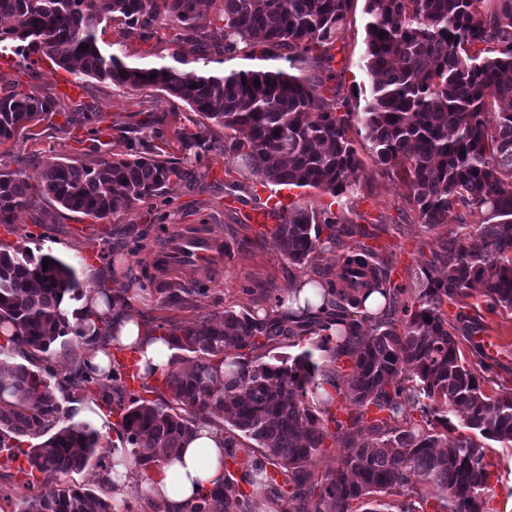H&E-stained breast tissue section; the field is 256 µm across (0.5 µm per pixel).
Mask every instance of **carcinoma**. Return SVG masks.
Listing matches in <instances>:
<instances>
[{"label":"carcinoma","mask_w":512,"mask_h":512,"mask_svg":"<svg viewBox=\"0 0 512 512\" xmlns=\"http://www.w3.org/2000/svg\"><path fill=\"white\" fill-rule=\"evenodd\" d=\"M198 0H0V57L40 52L67 71L117 86L158 88L206 120L197 133L177 132L182 149L197 147L241 158L242 165L275 186L321 189L333 197L355 192L351 179L362 170L348 135L353 113L321 79L283 70L209 73L192 64L211 52L253 58L266 45L288 49L290 67H327L342 39L351 0H223L221 36L212 40ZM368 21L365 67L372 79L358 123L382 171L401 170L418 222L432 229L462 206L485 214L475 241L469 234L447 240L432 252L415 289L402 306L401 323L381 321L366 308L371 295L394 304L406 286L394 284L389 261L358 244L342 258L344 285L310 280L288 307L276 300L260 317L226 310L221 319L166 335L178 350L193 354L183 368L162 373L170 400L154 403L128 395L119 365L103 378L92 376L77 354L79 342L59 309L60 296L77 298L76 271L63 260L26 248L0 250V329L24 362L0 358V398H14L0 412V453L7 469L18 456L30 470L49 472L62 483L49 494L23 496L22 512H111L110 501L86 484L67 480L87 467L105 468L100 434L88 422L51 436L61 407L51 388L52 357L72 362L61 389L79 401L112 382L100 394L122 410L125 442L134 465L169 455L214 413L224 414V488L199 497L190 512H250V498L238 493L262 476L264 489L281 501L319 492L329 512H484L490 468L485 446L468 436L448 438L460 413L463 424L482 438L512 444V388L493 386V364L483 347L477 319L459 312L466 337L479 354V367L461 355L448 330L443 306L479 292L492 309L512 310V0H365ZM173 24L179 50L173 62L131 66L125 49H102L100 25L120 19L149 42L163 18ZM259 85H254V80ZM58 114L56 104L34 93L0 95V144L27 125ZM98 118L91 105L64 113L65 125L83 127ZM224 129V141L210 126ZM194 184L196 170L156 151L145 140L120 159L58 160L41 172L43 198L64 209L102 218L119 202L135 204L163 195L173 181ZM30 184L0 171V224L14 223L31 202ZM352 233L301 206L288 210L273 241L289 262L303 268L341 236ZM49 259L43 269V259ZM313 336L327 362L324 370L305 349L264 361L266 346L295 347ZM265 341H258L259 337ZM351 361V369L339 365ZM328 384L345 398L336 419L335 398H312ZM490 384L492 388L485 389ZM375 410L370 429L376 442L347 445L340 467L322 483L309 481L308 467L328 434V424L345 435ZM420 411L424 424L411 421ZM43 438L24 450L13 443L24 434ZM252 440L257 447L245 443ZM262 451H256V448ZM396 496L390 502L385 496Z\"/></svg>","instance_id":"1"}]
</instances>
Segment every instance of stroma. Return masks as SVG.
I'll return each instance as SVG.
<instances>
[{"mask_svg": "<svg viewBox=\"0 0 512 512\" xmlns=\"http://www.w3.org/2000/svg\"><path fill=\"white\" fill-rule=\"evenodd\" d=\"M365 0H352L344 38L338 43L332 69L305 67L306 76L326 80L328 88L349 99L354 111H362L371 79L365 68ZM99 45L111 50L123 43L126 61L149 66L169 61L175 50L170 40L142 41L119 21L102 24L97 31ZM35 93L56 100L59 111H76L78 103L94 105L100 115L97 132L76 128L65 132L43 122L33 131H20L0 144V171L16 173L30 184H37L41 171L50 163L65 158L112 160L128 154L132 144L159 128L170 141L169 150L181 155V145L173 138L175 130L196 132L199 116L182 102H172L166 92L144 87L131 89L111 82L78 76L58 68L48 57L37 53L23 59L14 55L0 58V93L6 89ZM353 145L363 162L359 187L354 194L332 199L315 189L284 190L287 201L315 212H327L339 224L373 226L384 251L394 252L406 261L403 280L416 288L418 277L436 246L462 231L475 232L484 223L481 213L463 208L453 210L447 223L429 229L417 221L410 205L409 191L393 174L374 166L369 144L363 135L353 134ZM235 156L216 151L202 153L196 162L199 182L188 187L172 184L159 197L121 206L97 219L55 206L34 196L30 207L18 213L16 230L0 232V245L39 250L54 255L77 274L82 288H103L125 297L127 308L145 327L165 323L170 328L196 324L220 317L225 309H249L257 294L283 298L301 280L313 277L315 268L325 269L330 280H338L341 259L355 237L344 238L341 246L325 251L317 267L298 268L288 262L273 245L270 235L254 230L250 217L261 208L274 185L260 175L242 170ZM181 224H197L221 237L225 249L222 265L209 270L187 267L173 274L153 270L154 252ZM402 295V302L410 297ZM470 313L476 316L485 335L499 343L497 369L501 379L512 378V311L488 308L481 296L468 298ZM59 426L72 424L79 406L90 410L89 423L102 433L106 455L129 456L130 447L120 430L121 417L109 411L102 401L85 398L83 404L59 397ZM374 433L365 426L352 429L347 438L327 436L307 471L313 481H324L339 466L344 441L371 443ZM488 457L496 460L491 470L489 512H512V447L489 443ZM33 482L36 491H53L58 481L49 473L27 477L18 465L0 472V512H21L24 485Z\"/></svg>", "mask_w": 512, "mask_h": 512, "instance_id": "obj_1", "label": "stroma"}]
</instances>
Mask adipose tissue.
<instances>
[{"label": "adipose tissue", "instance_id": "adipose-tissue-1", "mask_svg": "<svg viewBox=\"0 0 512 512\" xmlns=\"http://www.w3.org/2000/svg\"><path fill=\"white\" fill-rule=\"evenodd\" d=\"M60 310L74 328L94 325L99 318L112 316V336L107 344L92 343L85 355L86 366L95 369L97 377L109 373V352L116 346L140 348L141 364L160 372L168 369L174 346L160 339H151L142 323L127 314L110 315L98 291H85L77 300L63 298ZM223 459V433L209 424H202L185 438L175 457L160 458L157 465L144 474L141 487L147 494L162 498L169 512H186L200 492L223 483Z\"/></svg>", "mask_w": 512, "mask_h": 512}]
</instances>
